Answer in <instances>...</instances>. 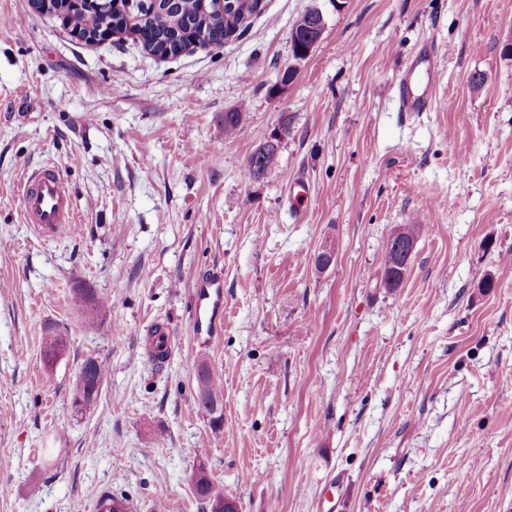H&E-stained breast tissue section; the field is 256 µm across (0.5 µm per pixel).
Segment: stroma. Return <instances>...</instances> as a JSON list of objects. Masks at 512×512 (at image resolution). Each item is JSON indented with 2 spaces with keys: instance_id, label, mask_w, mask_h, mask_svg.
Here are the masks:
<instances>
[{
  "instance_id": "obj_1",
  "label": "stroma",
  "mask_w": 512,
  "mask_h": 512,
  "mask_svg": "<svg viewBox=\"0 0 512 512\" xmlns=\"http://www.w3.org/2000/svg\"><path fill=\"white\" fill-rule=\"evenodd\" d=\"M314 6L325 31L298 62ZM1 17L0 512H95L104 492L211 512L201 467L241 512H320L334 476L337 512H512V0H262L240 37L174 59L129 37L85 46L29 0H0ZM427 45L443 57L432 105L401 111ZM48 162L77 234L23 220L19 174ZM415 222L402 285L381 288L389 237ZM213 267L211 343L193 337L192 281ZM49 323L69 338L51 369ZM90 357L106 377L77 412ZM202 364L224 385L218 431ZM94 360V372L91 376H81L78 374L72 392H73V405L76 409L81 410L89 405L97 402L101 392V387L98 386L95 377L98 375L100 378L105 377V365L95 358H88V361ZM83 364V365H84Z\"/></svg>"
}]
</instances>
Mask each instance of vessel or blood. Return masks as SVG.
<instances>
[{
    "label": "vessel or blood",
    "mask_w": 512,
    "mask_h": 512,
    "mask_svg": "<svg viewBox=\"0 0 512 512\" xmlns=\"http://www.w3.org/2000/svg\"><path fill=\"white\" fill-rule=\"evenodd\" d=\"M401 108L406 112L427 111L432 102L431 88L416 92L409 85L399 88ZM19 192L26 223L43 237H58L74 228L75 212L70 190L58 168L45 166L22 173ZM224 306V277L221 270L198 273L195 282L196 334L214 337L220 334V312Z\"/></svg>",
    "instance_id": "obj_1"
}]
</instances>
